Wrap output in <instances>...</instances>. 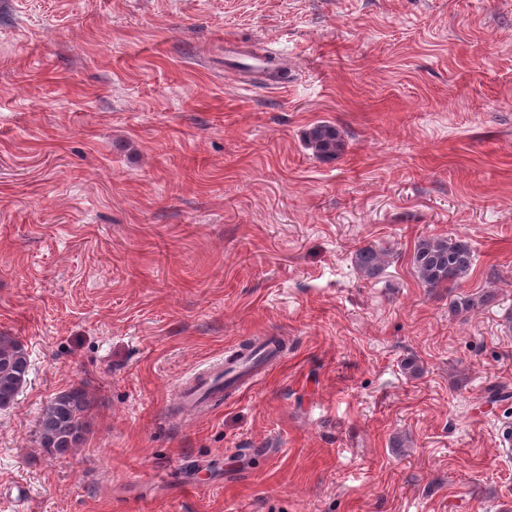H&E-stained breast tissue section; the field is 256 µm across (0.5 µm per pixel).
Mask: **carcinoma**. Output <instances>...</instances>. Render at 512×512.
Returning <instances> with one entry per match:
<instances>
[{
  "label": "carcinoma",
  "mask_w": 512,
  "mask_h": 512,
  "mask_svg": "<svg viewBox=\"0 0 512 512\" xmlns=\"http://www.w3.org/2000/svg\"><path fill=\"white\" fill-rule=\"evenodd\" d=\"M307 145L322 159H334L345 149L341 132L334 124L321 122L306 134ZM354 265L366 279L378 278L391 263V254L371 246L359 248ZM412 265L419 282L427 288H455L475 265V252L469 240L424 236L415 243ZM496 293L453 300L454 314L469 313L494 301ZM30 359L25 347L14 337L0 333V409L11 407L19 386L27 382ZM91 401L85 389L74 387L52 398L44 407L39 424L41 447L47 454L62 455L77 447L86 432V417Z\"/></svg>",
  "instance_id": "1"
}]
</instances>
